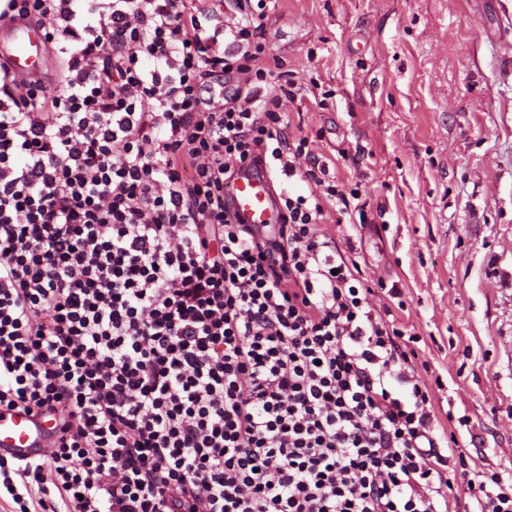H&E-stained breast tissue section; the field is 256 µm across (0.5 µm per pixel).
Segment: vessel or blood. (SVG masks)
<instances>
[{
  "instance_id": "obj_1",
  "label": "vessel or blood",
  "mask_w": 512,
  "mask_h": 512,
  "mask_svg": "<svg viewBox=\"0 0 512 512\" xmlns=\"http://www.w3.org/2000/svg\"><path fill=\"white\" fill-rule=\"evenodd\" d=\"M0 58L11 74L31 80L53 69V54L45 35L26 20L0 23ZM227 199L240 223L264 229L279 223L281 205L274 183L262 166H238ZM61 437L57 416L39 409L0 408V456L32 459L44 455Z\"/></svg>"
}]
</instances>
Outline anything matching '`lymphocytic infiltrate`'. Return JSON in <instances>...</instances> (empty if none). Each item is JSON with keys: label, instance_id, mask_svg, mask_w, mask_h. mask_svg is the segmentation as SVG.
Here are the masks:
<instances>
[{"label": "lymphocytic infiltrate", "instance_id": "obj_1", "mask_svg": "<svg viewBox=\"0 0 512 512\" xmlns=\"http://www.w3.org/2000/svg\"><path fill=\"white\" fill-rule=\"evenodd\" d=\"M228 7L230 51L197 0H0L62 59L36 92L0 65V406L62 421L0 487L16 512H449L458 478L512 512V477L443 454L415 350L317 231L349 199L288 132L295 82L256 95L266 0ZM255 159L310 186L271 234L224 200Z\"/></svg>", "mask_w": 512, "mask_h": 512}]
</instances>
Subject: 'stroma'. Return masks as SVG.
Instances as JSON below:
<instances>
[{"mask_svg":"<svg viewBox=\"0 0 512 512\" xmlns=\"http://www.w3.org/2000/svg\"><path fill=\"white\" fill-rule=\"evenodd\" d=\"M268 16L282 70L329 94L283 101L291 134L358 191L347 213L326 204L321 233L419 337L441 432L512 475V0H277Z\"/></svg>","mask_w":512,"mask_h":512,"instance_id":"stroma-1","label":"stroma"}]
</instances>
